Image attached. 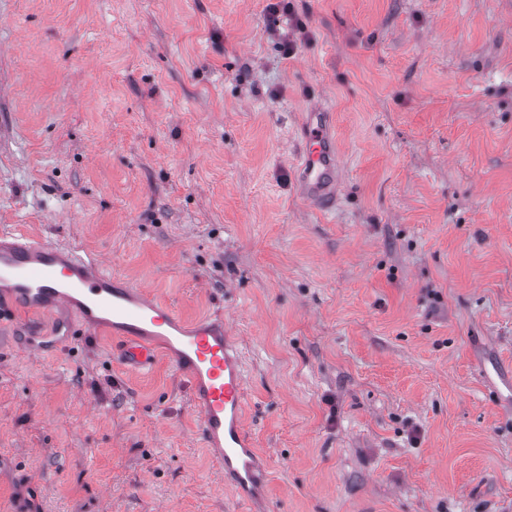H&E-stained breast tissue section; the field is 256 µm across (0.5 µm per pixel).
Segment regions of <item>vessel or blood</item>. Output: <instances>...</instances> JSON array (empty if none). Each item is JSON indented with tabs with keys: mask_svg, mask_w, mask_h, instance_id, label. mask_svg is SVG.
<instances>
[{
	"mask_svg": "<svg viewBox=\"0 0 512 512\" xmlns=\"http://www.w3.org/2000/svg\"><path fill=\"white\" fill-rule=\"evenodd\" d=\"M300 192L328 210L338 197L339 152L331 112L313 102L300 126ZM26 312L38 321L73 313L64 336L104 330L123 338V364L136 371L164 354L189 389L201 440L241 502L261 496L266 467L245 427L246 378L223 320H186L169 303L149 297L74 246L0 233V323ZM30 327L27 347L42 356L49 343Z\"/></svg>",
	"mask_w": 512,
	"mask_h": 512,
	"instance_id": "obj_1",
	"label": "vessel or blood"
}]
</instances>
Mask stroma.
I'll return each instance as SVG.
<instances>
[{
	"mask_svg": "<svg viewBox=\"0 0 512 512\" xmlns=\"http://www.w3.org/2000/svg\"><path fill=\"white\" fill-rule=\"evenodd\" d=\"M0 0V231L223 317L243 504L165 357L0 332V512H512V0ZM302 21L303 31L293 28ZM334 114L340 201L298 195Z\"/></svg>",
	"mask_w": 512,
	"mask_h": 512,
	"instance_id": "1",
	"label": "stroma"
}]
</instances>
